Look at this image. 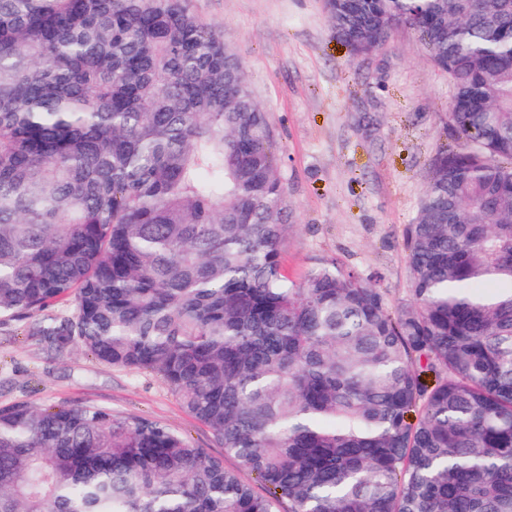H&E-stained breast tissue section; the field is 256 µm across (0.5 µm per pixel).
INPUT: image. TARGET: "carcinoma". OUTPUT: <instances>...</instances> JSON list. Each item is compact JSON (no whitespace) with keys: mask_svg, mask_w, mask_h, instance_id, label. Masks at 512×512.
<instances>
[{"mask_svg":"<svg viewBox=\"0 0 512 512\" xmlns=\"http://www.w3.org/2000/svg\"><path fill=\"white\" fill-rule=\"evenodd\" d=\"M324 8L354 56L414 30L452 91L395 311L335 259L283 275L274 132L189 0H0V326L159 376L268 490L160 421L17 403L0 512H512V0Z\"/></svg>","mask_w":512,"mask_h":512,"instance_id":"carcinoma-1","label":"carcinoma"}]
</instances>
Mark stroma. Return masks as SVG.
Returning <instances> with one entry per match:
<instances>
[{
    "label": "stroma",
    "instance_id": "35a3bbf8",
    "mask_svg": "<svg viewBox=\"0 0 512 512\" xmlns=\"http://www.w3.org/2000/svg\"><path fill=\"white\" fill-rule=\"evenodd\" d=\"M190 6L240 58L274 131L288 187L284 275L300 281L318 259L334 258L382 288L390 305L406 300L404 228L446 142L451 97L447 75L417 34L398 28L385 46L354 57L334 37L323 0ZM18 402L146 415L226 468L237 466L160 377L107 365L77 348L47 353L12 325L0 329V408Z\"/></svg>",
    "mask_w": 512,
    "mask_h": 512
}]
</instances>
